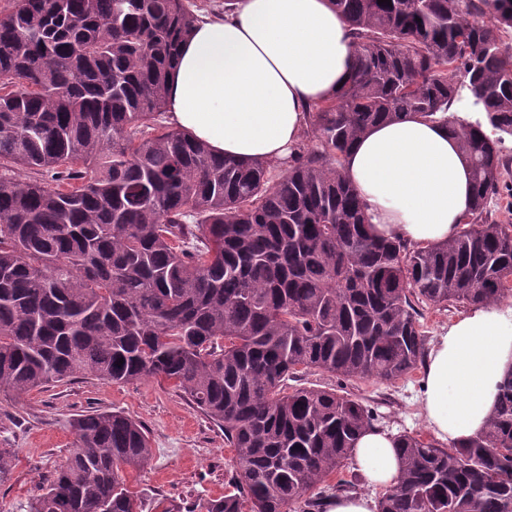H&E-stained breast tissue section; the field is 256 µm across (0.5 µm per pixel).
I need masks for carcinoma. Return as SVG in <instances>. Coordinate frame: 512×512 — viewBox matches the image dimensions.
Instances as JSON below:
<instances>
[{
	"label": "carcinoma",
	"mask_w": 512,
	"mask_h": 512,
	"mask_svg": "<svg viewBox=\"0 0 512 512\" xmlns=\"http://www.w3.org/2000/svg\"><path fill=\"white\" fill-rule=\"evenodd\" d=\"M0 13V392L76 376L161 378L224 428L232 490L205 512H321L309 492L382 416L304 370L395 382L423 361V308L512 292V227L488 210L512 173L451 111L459 87L512 136V0H330L352 73L308 113L277 179L156 117L191 0H12ZM495 11V21L477 18ZM417 116L456 136L472 207L455 238L376 237L343 161L371 127ZM18 170L53 174V184ZM122 365H117L119 360ZM65 463L29 512H140L123 471L151 457L120 412L73 419ZM377 512H512V375L478 436H397Z\"/></svg>",
	"instance_id": "obj_1"
}]
</instances>
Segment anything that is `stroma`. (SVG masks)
Returning a JSON list of instances; mask_svg holds the SVG:
<instances>
[{
  "label": "stroma",
  "instance_id": "stroma-1",
  "mask_svg": "<svg viewBox=\"0 0 512 512\" xmlns=\"http://www.w3.org/2000/svg\"><path fill=\"white\" fill-rule=\"evenodd\" d=\"M419 373L394 383L373 378L341 380L306 370L294 387L336 389L377 409L385 426L431 439L418 399ZM96 411H120L145 429L152 456L125 479L143 512H191L228 490L231 448L224 430L194 410L184 395L156 378L112 383L78 376L14 397L0 393V448L15 451L9 480L0 484L5 512H28L42 483L62 465L73 446L71 421Z\"/></svg>",
  "mask_w": 512,
  "mask_h": 512
}]
</instances>
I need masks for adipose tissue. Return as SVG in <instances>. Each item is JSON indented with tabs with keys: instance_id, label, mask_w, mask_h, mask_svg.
I'll return each instance as SVG.
<instances>
[{
	"instance_id": "1",
	"label": "adipose tissue",
	"mask_w": 512,
	"mask_h": 512,
	"mask_svg": "<svg viewBox=\"0 0 512 512\" xmlns=\"http://www.w3.org/2000/svg\"><path fill=\"white\" fill-rule=\"evenodd\" d=\"M353 44L330 0H236L225 18H202L170 73L175 126L218 156L288 157L310 108L350 74ZM344 172L372 232L427 245L455 237L472 204L457 139L417 117L381 123L357 140ZM512 374V308L474 306L431 342L421 370V410L437 439L479 435ZM351 463L370 483L398 484L395 434L373 426Z\"/></svg>"
}]
</instances>
